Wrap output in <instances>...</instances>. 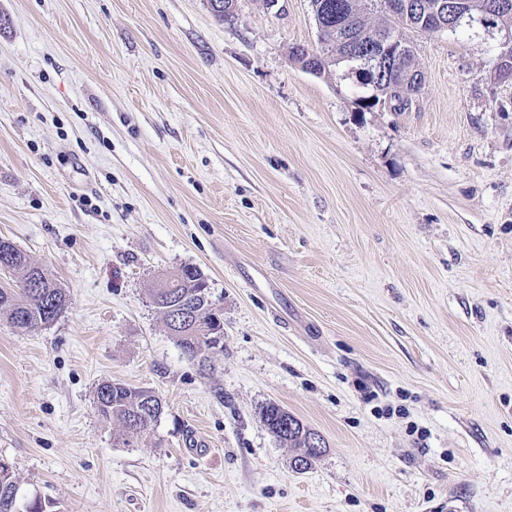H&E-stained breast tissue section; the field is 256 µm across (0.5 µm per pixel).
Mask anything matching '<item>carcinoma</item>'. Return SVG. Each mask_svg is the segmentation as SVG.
Masks as SVG:
<instances>
[{
    "label": "carcinoma",
    "instance_id": "1",
    "mask_svg": "<svg viewBox=\"0 0 512 512\" xmlns=\"http://www.w3.org/2000/svg\"><path fill=\"white\" fill-rule=\"evenodd\" d=\"M327 3L329 10L322 16L323 38L336 39L343 33L347 37H359L367 41L371 35L390 31L400 35V30H430L429 19L424 14L407 12L400 7L402 0H395L397 7L383 16L381 23L370 27L364 18L368 0H311L313 12H319L321 3ZM465 14L459 19L455 30L470 28V20L484 15L496 0H464ZM12 255L10 274L12 285L0 287V317H5L15 328L31 330L53 323L68 308V295L64 288L47 270L11 242L0 240V253ZM204 276L194 267L184 266L180 273L171 274L167 287L151 290L150 299L162 320L173 318L186 311L195 315L219 335L205 336L194 332L188 325L174 329L175 339L188 356L207 359L223 351L224 323H215L210 289L203 285ZM98 416L106 421L118 422L122 427L121 438L128 445L163 413V403L159 396L149 389L134 387L124 382L112 380L99 383L94 395ZM262 418L270 433L286 448H297V456L304 460L302 470L312 465L316 454L308 447L310 430L299 420L276 404L262 407ZM0 512H46L45 505L38 498L27 502L20 501L18 486L9 467H0Z\"/></svg>",
    "mask_w": 512,
    "mask_h": 512
}]
</instances>
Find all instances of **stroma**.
Segmentation results:
<instances>
[{
    "mask_svg": "<svg viewBox=\"0 0 512 512\" xmlns=\"http://www.w3.org/2000/svg\"><path fill=\"white\" fill-rule=\"evenodd\" d=\"M504 36L406 32L423 88L371 109L310 0H0V238L70 294L0 319V461L53 512H512V83ZM197 267L224 350L149 302ZM153 390L134 445L96 385ZM321 435L295 473L261 420Z\"/></svg>",
    "mask_w": 512,
    "mask_h": 512,
    "instance_id": "35a3bbf8",
    "label": "stroma"
}]
</instances>
